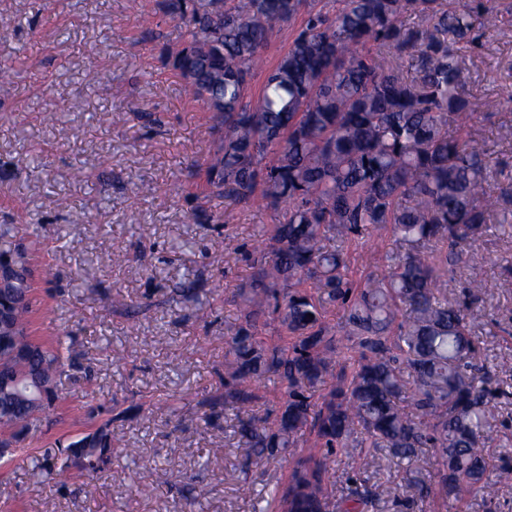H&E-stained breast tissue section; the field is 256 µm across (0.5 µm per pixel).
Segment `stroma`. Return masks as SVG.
Wrapping results in <instances>:
<instances>
[{"label": "stroma", "instance_id": "1", "mask_svg": "<svg viewBox=\"0 0 512 512\" xmlns=\"http://www.w3.org/2000/svg\"><path fill=\"white\" fill-rule=\"evenodd\" d=\"M162 3L0 0L10 21L0 28V69L12 73L0 93V225L13 229L11 248L30 253V336L64 341L77 363L61 378L51 422L0 458V512H270L275 491L312 451L301 442L286 456L260 458L232 410L186 421L171 413L224 393V338L242 324L237 293L258 272L226 241L251 244L285 216L209 186L216 135L173 67L183 24ZM459 54L471 72L468 97L504 102L476 111L472 125L493 148L491 166L512 174V13ZM478 247L486 261L457 269L441 293L463 302L469 279L486 285L472 303L475 340L492 388L511 393L497 398L486 442L493 472L512 466V283L498 267L512 258V227L488 225ZM116 249L127 255L119 265L108 261ZM398 249L389 228L370 231L348 247L352 277L382 275V256ZM218 281L220 294L212 291ZM181 288L209 303L208 320L178 296ZM102 425L112 435L104 472L32 480L57 440ZM129 448L137 457L126 456ZM411 469L432 480L430 449L409 463L340 453L328 484L344 495L357 473L411 500L382 512H434L431 501L411 499ZM170 472L183 483H168Z\"/></svg>", "mask_w": 512, "mask_h": 512}]
</instances>
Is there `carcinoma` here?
Returning <instances> with one entry per match:
<instances>
[{
  "mask_svg": "<svg viewBox=\"0 0 512 512\" xmlns=\"http://www.w3.org/2000/svg\"><path fill=\"white\" fill-rule=\"evenodd\" d=\"M333 13L308 0H164L184 26L173 66L187 93L211 114L218 146L210 184L224 197L276 210L286 220L243 251L261 265L239 293L244 325L224 354V401L258 457L275 456L312 436L316 452L299 462L279 493V512H368L391 491L360 478L340 499L325 474L341 450L350 457L386 449L413 460L430 448L436 485L415 478L424 498L463 508L480 493L494 504L512 468L487 474L483 440L496 405L478 358L472 316L439 296L461 264L484 260L477 239L495 214L512 218V177L493 178L489 144L471 126L464 95L469 70L457 45L491 32L512 0H341ZM307 9L305 26L266 76L256 100L248 79L277 27ZM420 23L408 27L405 15ZM388 226L400 250L382 257L385 273L355 282L345 245ZM15 282L0 289V315L17 326L0 335V430L21 439L49 419L71 361L64 342L26 335L32 311L28 257L11 252ZM312 282L314 295L303 288ZM349 308L348 344L326 322L329 307ZM268 316L292 336L269 347ZM340 368L336 387L315 402L307 387ZM286 384L281 407L253 414V386L264 374ZM79 471L112 461L106 427L59 449Z\"/></svg>",
  "mask_w": 512,
  "mask_h": 512,
  "instance_id": "cac0c4a2",
  "label": "carcinoma"
}]
</instances>
